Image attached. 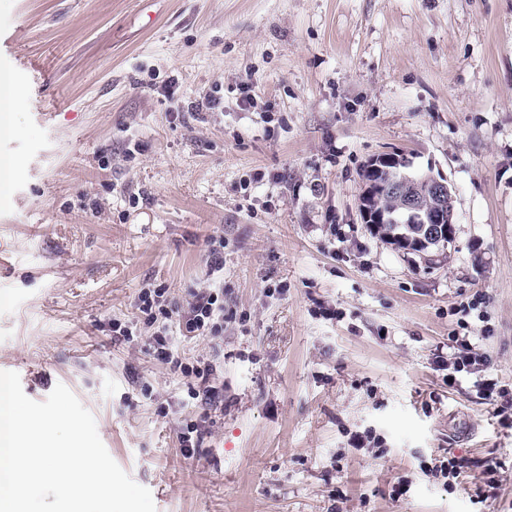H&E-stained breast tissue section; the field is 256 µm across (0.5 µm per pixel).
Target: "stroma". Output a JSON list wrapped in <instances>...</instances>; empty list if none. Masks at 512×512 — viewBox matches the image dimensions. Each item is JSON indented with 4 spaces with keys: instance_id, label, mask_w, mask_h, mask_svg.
Returning a JSON list of instances; mask_svg holds the SVG:
<instances>
[{
    "instance_id": "stroma-1",
    "label": "stroma",
    "mask_w": 512,
    "mask_h": 512,
    "mask_svg": "<svg viewBox=\"0 0 512 512\" xmlns=\"http://www.w3.org/2000/svg\"><path fill=\"white\" fill-rule=\"evenodd\" d=\"M0 71V370L67 386L157 512H512V428L436 364L472 335L512 400V0H0ZM394 151L453 188L433 261L361 219ZM216 237L224 334L176 338L224 383L205 418L137 301L184 305ZM15 92L11 77L0 73V135L10 131V116L14 111ZM466 468H469L466 458L448 455L431 459L424 470L436 478H441L443 487L452 488L454 484H459V479Z\"/></svg>"
}]
</instances>
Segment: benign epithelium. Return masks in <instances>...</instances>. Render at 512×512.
I'll return each instance as SVG.
<instances>
[{"instance_id": "obj_1", "label": "benign epithelium", "mask_w": 512, "mask_h": 512, "mask_svg": "<svg viewBox=\"0 0 512 512\" xmlns=\"http://www.w3.org/2000/svg\"><path fill=\"white\" fill-rule=\"evenodd\" d=\"M408 155L404 153H385L372 158L370 172L385 175L382 184L384 192L393 198L403 201L408 212L421 217L423 224L420 230L421 239H441L455 235L454 210L448 208L452 204V188L448 179L441 174L431 172L412 182L397 180L391 175L390 166L404 161Z\"/></svg>"}]
</instances>
